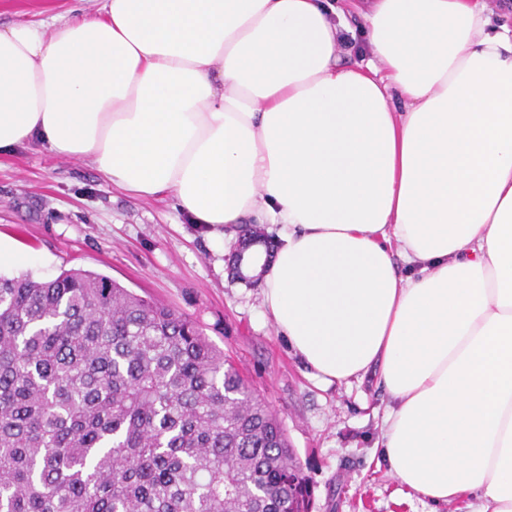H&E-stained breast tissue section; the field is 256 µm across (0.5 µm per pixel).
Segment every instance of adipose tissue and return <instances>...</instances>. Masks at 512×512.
Returning a JSON list of instances; mask_svg holds the SVG:
<instances>
[{
    "label": "adipose tissue",
    "mask_w": 512,
    "mask_h": 512,
    "mask_svg": "<svg viewBox=\"0 0 512 512\" xmlns=\"http://www.w3.org/2000/svg\"><path fill=\"white\" fill-rule=\"evenodd\" d=\"M102 0L0 25V153L37 142L212 235L280 224L269 319L376 373L408 490L512 512V22L486 0Z\"/></svg>",
    "instance_id": "obj_1"
}]
</instances>
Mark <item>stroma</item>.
Instances as JSON below:
<instances>
[{"label": "stroma", "instance_id": "35a3bbf8", "mask_svg": "<svg viewBox=\"0 0 512 512\" xmlns=\"http://www.w3.org/2000/svg\"><path fill=\"white\" fill-rule=\"evenodd\" d=\"M100 0H0V22L69 20ZM0 238L20 263L0 274L106 275L195 322L281 419L309 482L311 512H460L407 494L376 445L389 398L368 377L319 383L264 313L257 279L228 273L238 239H214L168 199H139L85 160L26 143L0 154Z\"/></svg>", "mask_w": 512, "mask_h": 512}]
</instances>
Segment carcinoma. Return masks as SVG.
Wrapping results in <instances>:
<instances>
[{
    "label": "carcinoma",
    "mask_w": 512,
    "mask_h": 512,
    "mask_svg": "<svg viewBox=\"0 0 512 512\" xmlns=\"http://www.w3.org/2000/svg\"><path fill=\"white\" fill-rule=\"evenodd\" d=\"M281 420L187 316L0 275V512H309Z\"/></svg>",
    "instance_id": "1"
}]
</instances>
